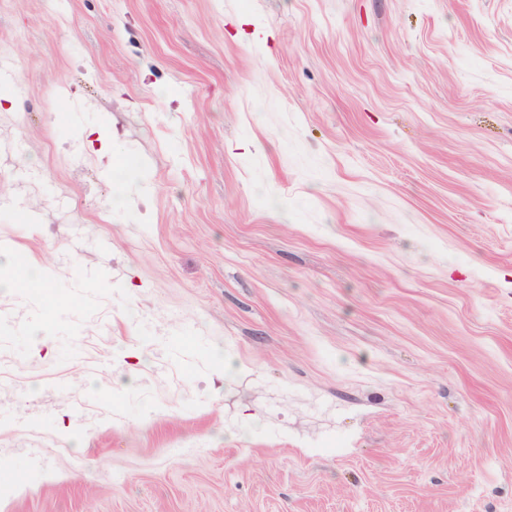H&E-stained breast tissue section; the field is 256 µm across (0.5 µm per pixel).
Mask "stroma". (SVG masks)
<instances>
[{
  "label": "stroma",
  "mask_w": 512,
  "mask_h": 512,
  "mask_svg": "<svg viewBox=\"0 0 512 512\" xmlns=\"http://www.w3.org/2000/svg\"><path fill=\"white\" fill-rule=\"evenodd\" d=\"M0 94V512H512V0H0Z\"/></svg>",
  "instance_id": "obj_1"
}]
</instances>
